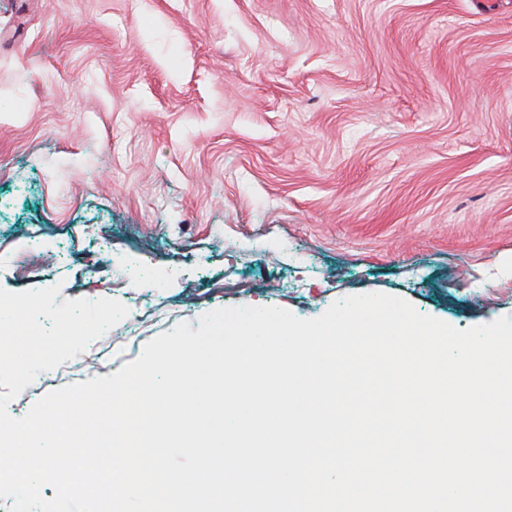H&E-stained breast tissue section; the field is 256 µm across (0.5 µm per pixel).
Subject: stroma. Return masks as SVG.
I'll return each mask as SVG.
<instances>
[{"label": "stroma", "instance_id": "35a3bbf8", "mask_svg": "<svg viewBox=\"0 0 512 512\" xmlns=\"http://www.w3.org/2000/svg\"><path fill=\"white\" fill-rule=\"evenodd\" d=\"M0 289L129 313L9 402L223 307L512 317V0H0Z\"/></svg>", "mask_w": 512, "mask_h": 512}]
</instances>
